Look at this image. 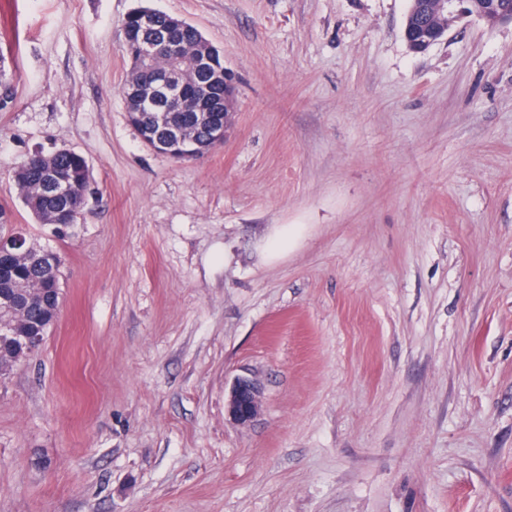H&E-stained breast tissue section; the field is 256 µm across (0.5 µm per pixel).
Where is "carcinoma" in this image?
Returning a JSON list of instances; mask_svg holds the SVG:
<instances>
[{
  "mask_svg": "<svg viewBox=\"0 0 512 512\" xmlns=\"http://www.w3.org/2000/svg\"><path fill=\"white\" fill-rule=\"evenodd\" d=\"M431 22L425 27L417 25L413 19L416 3L409 2L406 14L404 35L409 48L415 53L426 51L435 42L440 40L448 30V19L441 16L436 7L435 0H430ZM137 8L129 12L121 23L123 47L130 60V72H137L138 45L141 39L140 12ZM157 25L166 30V44L172 60L179 58L184 48H193L202 53L204 51L214 56L218 66H224V56L221 51L209 43L202 34L191 24L164 12H157ZM157 113L145 109L139 114L143 129L151 137H162L168 127L161 125L156 119ZM183 129L187 134L203 138L207 134L204 124L199 121L196 112L182 113ZM57 172L66 173L73 181L72 193L68 197L55 195L50 189ZM15 183L25 206L30 210L38 222H43L49 214L72 211L81 203L80 190L84 183L90 179V172L86 159L71 150H58L46 155L35 151L17 166L15 170ZM42 247L36 246L29 240H24L22 247L15 251L13 260V274L9 285H0L9 291L22 294L23 302L20 306V325L17 331L31 336H47L54 326L61 301H56L40 291L48 272L45 267L36 261V256Z\"/></svg>",
  "mask_w": 512,
  "mask_h": 512,
  "instance_id": "cac0c4a2",
  "label": "carcinoma"
}]
</instances>
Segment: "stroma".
Instances as JSON below:
<instances>
[{"instance_id":"35a3bbf8","label":"stroma","mask_w":512,"mask_h":512,"mask_svg":"<svg viewBox=\"0 0 512 512\" xmlns=\"http://www.w3.org/2000/svg\"><path fill=\"white\" fill-rule=\"evenodd\" d=\"M138 7L223 52V146L129 125ZM408 7L0 0V209L64 260L0 378V512H512V24L416 54ZM60 149L91 193L56 237L14 168ZM227 413L237 425L247 426L260 410V392L248 378H237L227 395Z\"/></svg>"}]
</instances>
